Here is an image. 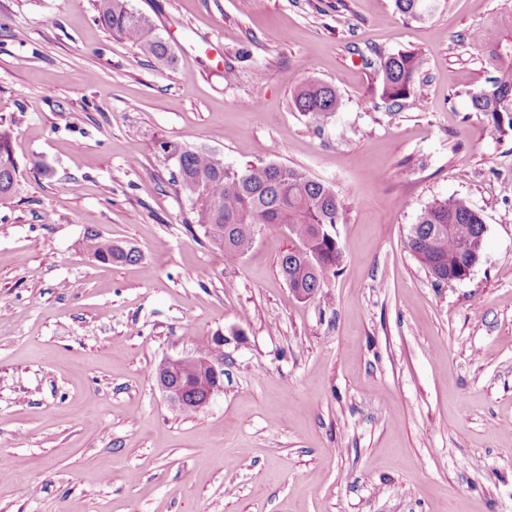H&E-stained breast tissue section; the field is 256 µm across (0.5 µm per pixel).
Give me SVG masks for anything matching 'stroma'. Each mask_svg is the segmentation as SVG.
Returning a JSON list of instances; mask_svg holds the SVG:
<instances>
[{"instance_id":"1","label":"stroma","mask_w":512,"mask_h":512,"mask_svg":"<svg viewBox=\"0 0 512 512\" xmlns=\"http://www.w3.org/2000/svg\"><path fill=\"white\" fill-rule=\"evenodd\" d=\"M127 6L169 60L113 37L96 0H0L20 170L0 203V512H512V134L471 110L490 70L465 40L512 0L422 22L394 0ZM373 50L420 56L415 103L380 98ZM310 78L338 112L295 109ZM166 142L329 184L336 275L298 299L278 226L215 264ZM452 195L487 232L440 284L405 239ZM90 229L139 260L96 261ZM218 347L222 390L183 413L157 365Z\"/></svg>"}]
</instances>
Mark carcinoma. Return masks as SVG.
<instances>
[{"instance_id":"obj_1","label":"carcinoma","mask_w":512,"mask_h":512,"mask_svg":"<svg viewBox=\"0 0 512 512\" xmlns=\"http://www.w3.org/2000/svg\"><path fill=\"white\" fill-rule=\"evenodd\" d=\"M100 18L116 36L158 60H166L168 43L152 32L148 20L131 12L126 0H98ZM397 10L416 20L428 18L437 0H395ZM466 40L483 51L493 70L488 85L467 92L472 111L487 117L503 135L512 131V14L495 31L472 30ZM366 67L379 76L380 96L394 106L416 98L422 61L411 51L374 60L362 56ZM300 112L327 115L340 101L332 84L310 79L294 93ZM178 182L193 206L196 224L203 230L217 257L241 253L253 242L252 225L281 226L292 245L279 257V272L288 287L305 298L314 297L329 276L336 274L342 251L336 225L342 223L345 205L325 182L296 168L276 164L250 165L232 170L213 156L175 147ZM19 173L10 130L0 124V170ZM484 219L468 199L451 196L436 200L418 216L405 240L406 249L443 282L462 275L482 253ZM83 248L102 263H133L140 255L112 244L96 231L87 230ZM180 377L188 397L198 394L207 377L192 363L182 366Z\"/></svg>"}]
</instances>
